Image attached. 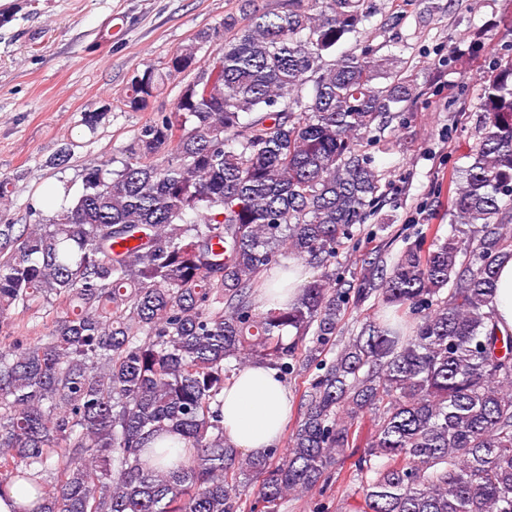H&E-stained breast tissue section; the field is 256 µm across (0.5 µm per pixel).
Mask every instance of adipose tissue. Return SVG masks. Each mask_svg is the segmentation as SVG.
Returning a JSON list of instances; mask_svg holds the SVG:
<instances>
[{"mask_svg":"<svg viewBox=\"0 0 512 512\" xmlns=\"http://www.w3.org/2000/svg\"><path fill=\"white\" fill-rule=\"evenodd\" d=\"M290 411L278 371L263 363L247 365L224 389V436L238 450L264 455L282 437Z\"/></svg>","mask_w":512,"mask_h":512,"instance_id":"adipose-tissue-1","label":"adipose tissue"}]
</instances>
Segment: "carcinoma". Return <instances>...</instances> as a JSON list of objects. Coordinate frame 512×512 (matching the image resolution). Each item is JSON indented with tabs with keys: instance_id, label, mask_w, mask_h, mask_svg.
I'll list each match as a JSON object with an SVG mask.
<instances>
[{
	"instance_id": "carcinoma-1",
	"label": "carcinoma",
	"mask_w": 512,
	"mask_h": 512,
	"mask_svg": "<svg viewBox=\"0 0 512 512\" xmlns=\"http://www.w3.org/2000/svg\"><path fill=\"white\" fill-rule=\"evenodd\" d=\"M370 18L365 0L224 18L205 91L143 125L121 166H87L52 220L0 224V329L35 304L60 312L46 336L0 337V491L17 512H244L253 474L279 512L347 461L353 512H512V330L490 306L512 259V61L448 181L476 235L429 225L343 285L330 266L381 197L361 142L412 99L365 50L324 60ZM483 50L476 29L455 58ZM197 51L146 65L127 104L146 108ZM288 255L321 276L258 310ZM369 300L381 313L336 339ZM253 362L322 370L282 457L224 440V386Z\"/></svg>"
}]
</instances>
